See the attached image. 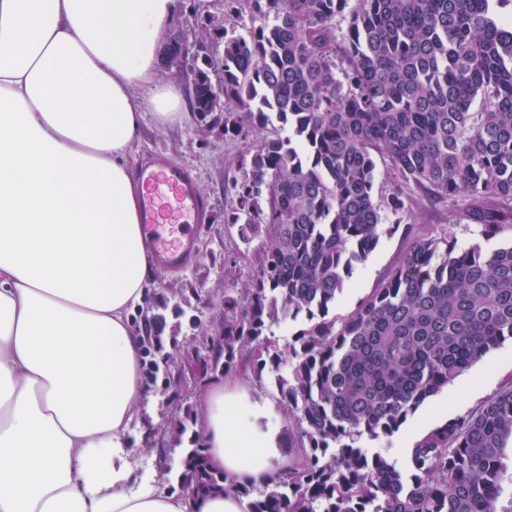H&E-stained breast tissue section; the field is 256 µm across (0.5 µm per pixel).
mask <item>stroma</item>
<instances>
[{"mask_svg": "<svg viewBox=\"0 0 512 512\" xmlns=\"http://www.w3.org/2000/svg\"><path fill=\"white\" fill-rule=\"evenodd\" d=\"M223 16L224 0H178L169 27L181 32L191 44L202 24L221 25ZM253 146V135L227 137L220 123L201 130L189 102L180 116L165 122L158 121L153 112L145 114L136 147L138 163L162 155L190 171L200 192L210 202V216L196 235L197 262L180 271L160 270L155 275L154 299H175L184 311L180 318L167 313V327L174 330L175 339L165 342L163 348L164 354L181 359L184 377L179 387H169L167 368L162 365L155 378L145 382L137 419L127 434L131 490L149 485L169 493L181 491L178 476L182 449L170 438L162 437L161 431L178 417L186 418L188 425H195L214 380L213 374H201L195 369L196 344L192 330L185 326L186 317L196 316L208 331H217L224 323L225 292L240 289L259 266L262 239L244 243L236 226L224 221V210L234 198L233 181L240 175L241 159ZM388 221L393 224V231L382 234L377 250L365 261L355 264L352 277L330 309L331 315L341 317L351 312L388 270L403 259L409 242L405 225L451 233L461 249L478 244L489 251L512 245L511 227H504L492 240H483L478 226L464 219L458 206L420 191L411 192L404 210L389 216ZM307 326L303 319L271 323L268 336L281 358L278 373H256L249 359L241 358L236 372L255 395L277 402L279 393L275 380L287 376L289 346L295 334ZM509 378H512V339L505 340L474 363L468 372L431 396L401 425L399 437H365L361 446L367 453L385 456L402 472H409L412 450L401 443L402 435H409L416 441L446 421L474 412Z\"/></svg>", "mask_w": 512, "mask_h": 512, "instance_id": "35a3bbf8", "label": "stroma"}]
</instances>
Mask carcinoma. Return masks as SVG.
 I'll list each match as a JSON object with an SVG mask.
<instances>
[{"label":"carcinoma","mask_w":512,"mask_h":512,"mask_svg":"<svg viewBox=\"0 0 512 512\" xmlns=\"http://www.w3.org/2000/svg\"><path fill=\"white\" fill-rule=\"evenodd\" d=\"M224 0V28L205 25L223 77L224 110L210 76L191 71L200 126L257 132L233 181L224 223L266 247L238 298L224 294V325L195 352L210 373L233 368L245 348L258 372L278 367L268 324L305 316L277 382L288 429V470L249 512H512L503 462L512 445V379L476 412L451 419L413 448L405 476L359 442L392 434L426 399L512 339V245L457 249L444 231L408 227L410 242L349 314L328 317L354 264L374 252L387 214L416 189L461 203L489 240L512 224V0ZM348 20L337 32L336 19ZM481 108L472 109L475 100ZM286 135L266 131L270 113ZM394 186L375 200L376 158ZM144 317L147 348H163L166 317ZM180 484L196 497L234 490L191 433Z\"/></svg>","instance_id":"cac0c4a2"}]
</instances>
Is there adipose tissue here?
Wrapping results in <instances>:
<instances>
[{"label": "adipose tissue", "instance_id": "adipose-tissue-1", "mask_svg": "<svg viewBox=\"0 0 512 512\" xmlns=\"http://www.w3.org/2000/svg\"><path fill=\"white\" fill-rule=\"evenodd\" d=\"M176 8L0 0V512H249L232 491L125 487L144 394L133 317L155 273L129 156L145 110L181 109L158 71ZM197 429L234 483L288 464L279 413L236 377L211 386Z\"/></svg>", "mask_w": 512, "mask_h": 512}]
</instances>
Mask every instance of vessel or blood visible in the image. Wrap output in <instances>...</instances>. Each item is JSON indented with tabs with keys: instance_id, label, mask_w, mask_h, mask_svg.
Segmentation results:
<instances>
[{
	"instance_id": "1",
	"label": "vessel or blood",
	"mask_w": 512,
	"mask_h": 512,
	"mask_svg": "<svg viewBox=\"0 0 512 512\" xmlns=\"http://www.w3.org/2000/svg\"><path fill=\"white\" fill-rule=\"evenodd\" d=\"M142 188L141 222L156 263L180 270L197 260L195 236L210 209L193 176L157 156L133 173Z\"/></svg>"
}]
</instances>
